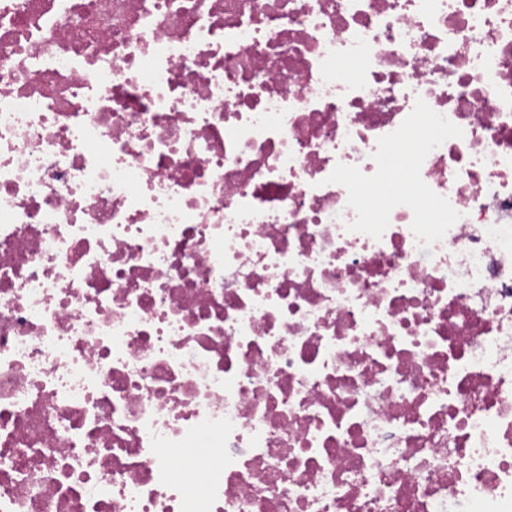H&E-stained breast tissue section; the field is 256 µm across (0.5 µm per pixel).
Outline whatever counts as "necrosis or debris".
<instances>
[{
	"label": "necrosis or debris",
	"instance_id": "necrosis-or-debris-1",
	"mask_svg": "<svg viewBox=\"0 0 512 512\" xmlns=\"http://www.w3.org/2000/svg\"><path fill=\"white\" fill-rule=\"evenodd\" d=\"M0 512H512V0H0Z\"/></svg>",
	"mask_w": 512,
	"mask_h": 512
}]
</instances>
